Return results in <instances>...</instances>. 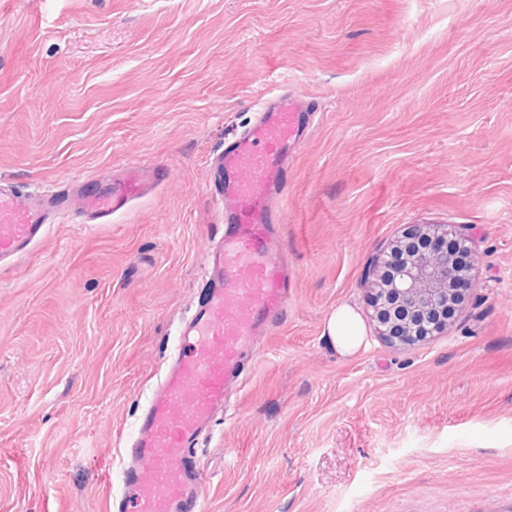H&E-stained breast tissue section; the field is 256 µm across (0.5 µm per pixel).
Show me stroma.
Wrapping results in <instances>:
<instances>
[{
	"label": "stroma",
	"instance_id": "35a3bbf8",
	"mask_svg": "<svg viewBox=\"0 0 512 512\" xmlns=\"http://www.w3.org/2000/svg\"><path fill=\"white\" fill-rule=\"evenodd\" d=\"M284 87L317 111L286 188L295 283L199 450L207 512H512V0H0V178L165 170L0 270V512H109L219 232L206 160ZM411 224L467 228L476 286L393 346L367 275ZM342 304L368 342L347 358ZM326 332L342 356L355 354L364 346L365 334L360 316L347 304L340 305L330 315Z\"/></svg>",
	"mask_w": 512,
	"mask_h": 512
}]
</instances>
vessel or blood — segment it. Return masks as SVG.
I'll return each instance as SVG.
<instances>
[{
    "instance_id": "obj_1",
    "label": "vessel or blood",
    "mask_w": 512,
    "mask_h": 512,
    "mask_svg": "<svg viewBox=\"0 0 512 512\" xmlns=\"http://www.w3.org/2000/svg\"><path fill=\"white\" fill-rule=\"evenodd\" d=\"M306 96L281 90L209 157L222 235L209 250L197 304L121 452V489L111 512H205L198 453L245 378L248 350L288 310L293 272L282 245L290 162L312 123ZM162 181L160 165H135L95 188L20 192L0 184V264L30 254L64 214L96 224L124 212Z\"/></svg>"
}]
</instances>
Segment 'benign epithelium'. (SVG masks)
<instances>
[{
	"instance_id": "obj_1",
	"label": "benign epithelium",
	"mask_w": 512,
	"mask_h": 512,
	"mask_svg": "<svg viewBox=\"0 0 512 512\" xmlns=\"http://www.w3.org/2000/svg\"><path fill=\"white\" fill-rule=\"evenodd\" d=\"M471 238L446 224H412L384 252L371 282L377 335L415 345L448 330L472 288Z\"/></svg>"
}]
</instances>
